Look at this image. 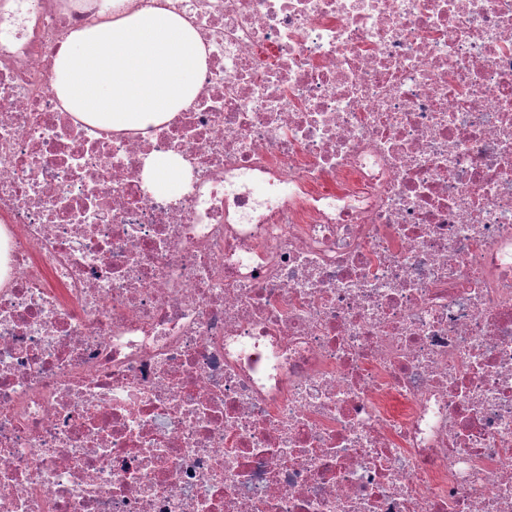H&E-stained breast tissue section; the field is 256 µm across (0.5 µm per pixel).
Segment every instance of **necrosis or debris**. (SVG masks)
I'll return each mask as SVG.
<instances>
[{"label": "necrosis or debris", "mask_w": 512, "mask_h": 512, "mask_svg": "<svg viewBox=\"0 0 512 512\" xmlns=\"http://www.w3.org/2000/svg\"><path fill=\"white\" fill-rule=\"evenodd\" d=\"M105 2L0 0V512H512V0H125L143 133L54 91ZM143 178L154 191L175 195L178 186H183L187 173L180 170L179 158L173 154H154L145 163Z\"/></svg>", "instance_id": "necrosis-or-debris-1"}]
</instances>
